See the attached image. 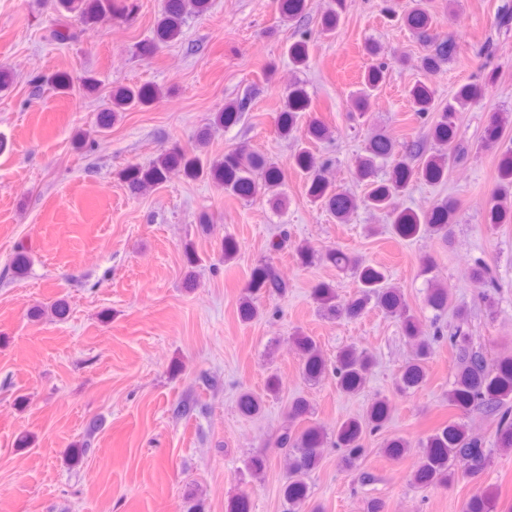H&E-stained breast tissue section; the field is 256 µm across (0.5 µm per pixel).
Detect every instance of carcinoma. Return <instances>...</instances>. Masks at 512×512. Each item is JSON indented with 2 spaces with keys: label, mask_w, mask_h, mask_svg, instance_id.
Here are the masks:
<instances>
[{
  "label": "carcinoma",
  "mask_w": 512,
  "mask_h": 512,
  "mask_svg": "<svg viewBox=\"0 0 512 512\" xmlns=\"http://www.w3.org/2000/svg\"><path fill=\"white\" fill-rule=\"evenodd\" d=\"M279 14L293 22L304 18L306 0H274ZM449 0H413L410 10L401 16L407 27L426 53L420 58L417 70L421 78L409 90L415 112L425 116L437 111L435 92L428 80L438 75L455 54V48L446 39L434 35L437 7L448 8ZM59 14L76 13L88 26L102 21L119 19L125 15L127 6L124 0H55ZM210 9V0H163V8L158 17L152 40L141 46V55L150 57L159 48L179 39L182 34L184 14L191 10L203 14ZM343 14V0H334L322 18V28L328 34L336 32ZM365 51L372 63L365 72L361 86L354 94V104L359 114H365L375 92L383 84L389 65L379 60L380 49L375 43L365 45ZM286 53L288 60L297 70L308 67L310 60L308 35L291 43ZM162 96L161 89L153 86H126L112 93L107 111L99 113L97 127L103 132L109 129L120 113L135 108L149 106ZM484 86L468 83L461 86L448 105L440 110L438 118L431 126L430 137L434 147L428 148L420 141H410L401 145L384 137L374 136L358 156L354 165L355 178L369 182L371 190L359 201L345 191H340L328 178L330 162L320 160L308 149L301 148L292 156L289 166L295 167L306 178L307 196L311 203L327 211L336 221L343 223L358 204L387 213L394 234L400 239H411L428 235L448 239L456 221L457 208L453 202L441 198L426 211L398 210L394 200L405 195L417 181L427 184H442L448 177V154L460 155L455 143L456 133L453 115L482 102ZM243 100L224 104V109L215 113L213 125L230 127L238 123L246 110ZM311 111V98L305 86L299 82L288 88L284 96V106L276 120V129L283 138L294 136L299 129L301 117ZM391 160L388 177L373 181L377 161ZM177 171L189 180L211 179L224 185V191L240 199H250L261 193L273 205L280 208L286 202L282 186L288 177V166H280L263 153L237 147L224 152V156L203 161L201 155L172 147L153 159L148 165L130 164L120 172L128 186L140 190L164 182L168 175ZM496 193L493 194L487 209L488 222L496 228L501 224L512 223V150L502 153L498 164ZM296 256L301 266L307 268L322 261L341 271H346L357 279L359 290L353 297L343 300L334 286L320 282L312 288V296L319 310L334 316L356 319L369 305H374L389 316L400 319L406 336L418 340L413 357L396 377L397 391L407 393L419 388L426 377V367L434 356L433 343L444 337L443 331L434 328L432 340L422 338V323L407 306L401 292L389 286L386 272L376 266L364 264L357 256L343 250H328L317 253L308 245L296 248ZM30 260L25 247H18L11 266L15 276L22 278L28 273ZM470 278L494 287L495 278L489 266L476 261L469 271ZM288 284L282 280L274 266L268 262L253 270L250 283L239 303L240 318L246 322L259 316L255 305L262 294L281 295ZM427 305L442 316L450 305L448 289L432 280L426 295ZM458 321L457 329L449 336L457 352V371L448 389V405L459 410L478 407L498 416V426L494 447L508 451L512 449V355L488 357L482 347L474 345L471 338L462 331L468 320V310L454 308ZM295 341L302 353L304 377L309 381L319 380L326 369L336 378V384L343 392L354 395L360 391L371 369V358L363 350L348 347L339 352L333 365L326 364L315 340L300 332ZM263 401L249 392L239 398L242 414L253 416L260 413ZM310 404L302 396L288 402V426L275 437L273 447L284 452L288 458V470L284 487V497L288 501V512H303L308 504L310 487L308 479L318 466L322 448L328 443V433L324 427L311 424L302 429L294 428V423L309 412ZM390 415V401L383 396L377 399L366 411L363 419H350L343 422L334 434L333 444L344 449V459L349 466L364 452L362 436L366 432H376L383 428ZM422 448L411 480L420 487L431 485L446 486L457 477L473 478L480 475L488 465L483 442L470 434L459 423L439 428L426 440L419 443ZM90 451V443L83 440L73 443L67 451V459L77 465ZM496 497L489 490L477 492L465 503L463 512H495Z\"/></svg>",
  "instance_id": "obj_1"
}]
</instances>
